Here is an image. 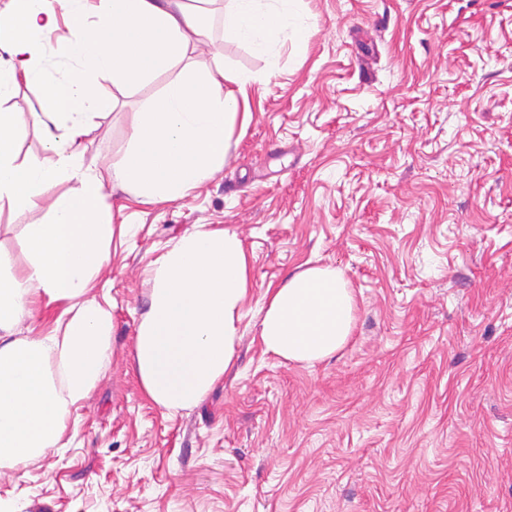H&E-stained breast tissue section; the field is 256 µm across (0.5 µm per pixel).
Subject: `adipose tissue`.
Returning <instances> with one entry per match:
<instances>
[{
  "instance_id": "obj_1",
  "label": "adipose tissue",
  "mask_w": 512,
  "mask_h": 512,
  "mask_svg": "<svg viewBox=\"0 0 512 512\" xmlns=\"http://www.w3.org/2000/svg\"><path fill=\"white\" fill-rule=\"evenodd\" d=\"M207 0H7L0 7V208L45 207L27 225L22 263L0 253V466L28 465L64 445L73 405L99 380L110 356L112 317L89 291L109 258L108 186L144 203L175 201L201 187L229 151L236 124L251 119L249 75L198 59ZM71 24L64 75L50 69L42 35L56 15ZM224 34L278 66L282 42L303 48L298 0H225ZM174 72L132 116L128 147L106 173L85 168L74 146L106 103L99 83L131 88ZM39 92L33 115L11 112L20 84ZM37 144L19 154L28 124ZM77 197L51 198L65 180ZM149 308L135 364L149 400L170 411L197 405L231 367L239 308L250 288L246 252L225 229L185 234L150 268ZM259 336L287 361L333 355L353 329L354 298L341 270L310 267L268 286ZM63 303L46 336H18L40 304Z\"/></svg>"
}]
</instances>
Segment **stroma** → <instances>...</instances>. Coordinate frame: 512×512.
Returning a JSON list of instances; mask_svg holds the SVG:
<instances>
[{
    "mask_svg": "<svg viewBox=\"0 0 512 512\" xmlns=\"http://www.w3.org/2000/svg\"><path fill=\"white\" fill-rule=\"evenodd\" d=\"M306 48L263 57L225 38L206 57L254 75L252 117L199 189L145 204L115 189L98 301L103 376L77 436L0 468V512H512V0H303ZM170 74L114 103L79 151L103 169ZM43 208L0 211L23 258ZM197 228L242 241L252 286L232 368L198 406L150 402L135 370L151 262ZM340 269L356 302L321 362L265 351L264 291Z\"/></svg>",
    "mask_w": 512,
    "mask_h": 512,
    "instance_id": "obj_1",
    "label": "stroma"
}]
</instances>
